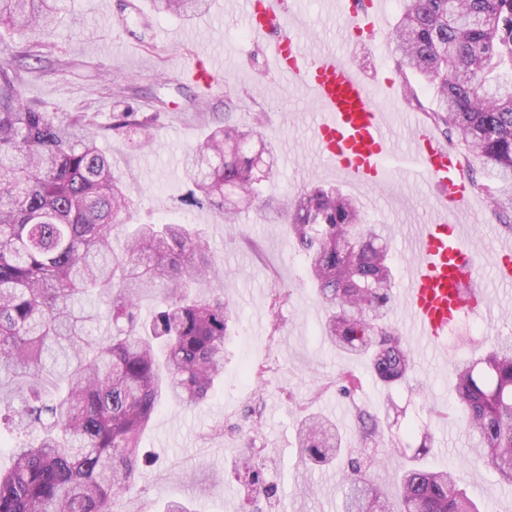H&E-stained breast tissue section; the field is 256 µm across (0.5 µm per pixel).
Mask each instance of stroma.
<instances>
[{"instance_id": "35a3bbf8", "label": "stroma", "mask_w": 512, "mask_h": 512, "mask_svg": "<svg viewBox=\"0 0 512 512\" xmlns=\"http://www.w3.org/2000/svg\"><path fill=\"white\" fill-rule=\"evenodd\" d=\"M228 0H211L208 13L191 18L160 15L155 33L129 30L111 0H66L50 34L40 36L43 54L59 60L54 73L33 71L23 96L61 115L87 112L107 125L117 88L136 111L159 118L149 147L133 150L107 134L100 141L131 201V223L172 221L204 229L210 248L228 275L204 286V294L225 292L237 323L224 357V374L200 405L163 404L146 429L142 446L156 456L136 479L126 500L131 512H162L173 498L187 500L193 512H340L343 467L312 468L297 448L301 410L330 416L349 445H356L357 409L375 414L402 444L408 428L432 434L424 466L455 465L460 482L490 512H512V487L494 472L471 463L469 439L454 413V365L481 351L499 336H512V284L494 269L497 241L512 240V225L484 195L463 219L482 255L475 274L490 302L484 317L468 315L454 329L469 343L448 338L442 360L413 347L414 368L407 381L384 386L366 360L351 359L324 341V311L306 283L303 258L288 241L287 195L321 184L336 186L361 205L366 221L383 224L392 235L389 258L395 287L403 289L412 251L404 236L425 219L434 188L406 166H395L376 187H356L324 167L311 140L315 104L273 72L262 49L246 39L242 12ZM401 11L387 0L381 32L362 43L343 46L345 17L326 11L324 0H304L301 21L308 36L335 49L344 47L352 62L372 79L396 77L388 33ZM211 59L228 81L198 93L182 81L195 56ZM233 99L225 111V99ZM258 126L274 159V175L236 223H225L214 208L188 206L189 184L182 167L186 149L202 141L223 120ZM344 370L361 380L356 394L336 390ZM257 448L279 484L276 498L248 496L224 472L244 449Z\"/></svg>"}]
</instances>
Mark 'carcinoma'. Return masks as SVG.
<instances>
[{"label":"carcinoma","instance_id":"obj_1","mask_svg":"<svg viewBox=\"0 0 512 512\" xmlns=\"http://www.w3.org/2000/svg\"><path fill=\"white\" fill-rule=\"evenodd\" d=\"M62 0H0V29L24 37L50 27ZM208 0H153L156 14L193 17ZM406 101L458 140L490 178L476 185L498 213L512 210V0H405L391 34ZM48 73L39 44L12 49L0 37V428L35 431L0 469V512H125L140 472V439L163 401L198 405L224 369L235 310L197 288L217 273L208 240L187 224H140L124 248L112 233L129 208L122 181L99 147L95 117L60 119L21 93L30 63ZM420 78L425 106L407 74ZM155 113L125 106L111 130L135 150L149 145ZM262 134L229 122L187 150L190 198L234 221L273 175ZM288 239L302 254L325 311L322 335L351 357H366L390 386L413 359L388 324L395 276L388 240L364 223L360 206L335 187L313 185L287 201ZM157 301L139 315L143 295ZM94 296L112 335L87 334L97 315L74 307ZM358 379L336 378L349 395ZM455 409L470 435L471 459L512 486V338L456 367ZM361 447L348 449L331 419L305 418L302 457L314 466L347 459L343 512H481L451 469L419 465L431 441L406 455L399 494L387 499L368 479L380 448L398 443L378 418L357 410ZM236 479L268 498L278 483L256 457Z\"/></svg>","mask_w":512,"mask_h":512}]
</instances>
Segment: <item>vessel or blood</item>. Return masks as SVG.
Here are the masks:
<instances>
[{"label":"vessel or blood","mask_w":512,"mask_h":512,"mask_svg":"<svg viewBox=\"0 0 512 512\" xmlns=\"http://www.w3.org/2000/svg\"><path fill=\"white\" fill-rule=\"evenodd\" d=\"M329 2L339 15L349 18L352 30L376 34L377 13L357 14L351 0ZM244 3L250 36L263 46L268 61L289 86L304 90L317 108L313 138L324 166L354 185L383 183L394 152L377 100L393 97L394 82L372 83L347 55L315 50L294 19L301 0ZM184 75L205 91L224 80L222 69L202 60ZM408 148V162L438 192L429 207V220L416 225L411 237L417 258L401 304L413 337L438 352L457 318L488 307L484 294L468 287L477 257L461 230L460 217L472 200V189L460 160L432 129L413 123Z\"/></svg>","instance_id":"1"}]
</instances>
